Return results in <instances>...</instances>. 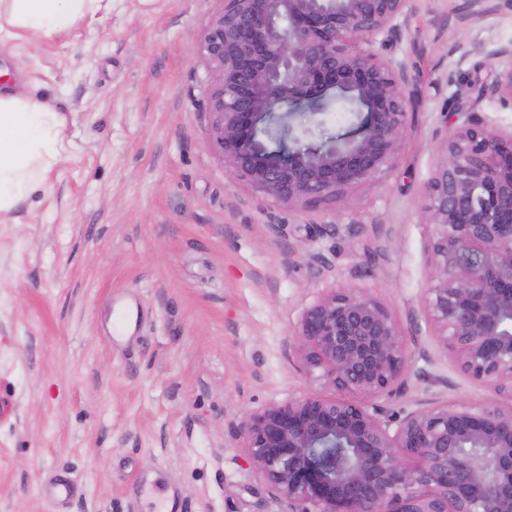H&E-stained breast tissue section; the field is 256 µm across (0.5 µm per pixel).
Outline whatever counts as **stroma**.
Here are the masks:
<instances>
[{"instance_id":"1","label":"stroma","mask_w":512,"mask_h":512,"mask_svg":"<svg viewBox=\"0 0 512 512\" xmlns=\"http://www.w3.org/2000/svg\"><path fill=\"white\" fill-rule=\"evenodd\" d=\"M419 0L386 56L417 71L396 167L343 208L298 213L232 183L208 137L192 44L224 0H112L94 28L0 46L74 144L0 220V512H287L246 462L245 414L329 389L296 331L337 288L381 301L412 354L383 416L495 395L461 374L425 309L423 192L446 115L512 12L459 25ZM67 474L75 497L42 494Z\"/></svg>"}]
</instances>
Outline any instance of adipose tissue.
<instances>
[{
	"instance_id": "1",
	"label": "adipose tissue",
	"mask_w": 512,
	"mask_h": 512,
	"mask_svg": "<svg viewBox=\"0 0 512 512\" xmlns=\"http://www.w3.org/2000/svg\"><path fill=\"white\" fill-rule=\"evenodd\" d=\"M103 0H0V44L50 40L97 19ZM66 119L32 92L0 91V216L45 188V176L67 154Z\"/></svg>"
}]
</instances>
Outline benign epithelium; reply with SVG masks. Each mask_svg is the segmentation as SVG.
<instances>
[{
	"mask_svg": "<svg viewBox=\"0 0 512 512\" xmlns=\"http://www.w3.org/2000/svg\"><path fill=\"white\" fill-rule=\"evenodd\" d=\"M417 0H224L194 52L211 70L207 135L233 183L304 212L340 208L353 188L395 167L411 124L417 75L377 48L401 42ZM463 0L459 20L489 10ZM494 78L475 76L458 125L424 188L432 228L425 308L467 377L508 405L437 401L396 428L375 401L402 394L405 335L369 292L337 288L297 332L306 369L333 396H303L248 413L247 461L288 512H512V135L478 109L512 98V45ZM339 96L357 122L343 134L317 116ZM315 118L319 140L294 120Z\"/></svg>",
	"mask_w": 512,
	"mask_h": 512,
	"instance_id": "obj_1",
	"label": "benign epithelium"
}]
</instances>
